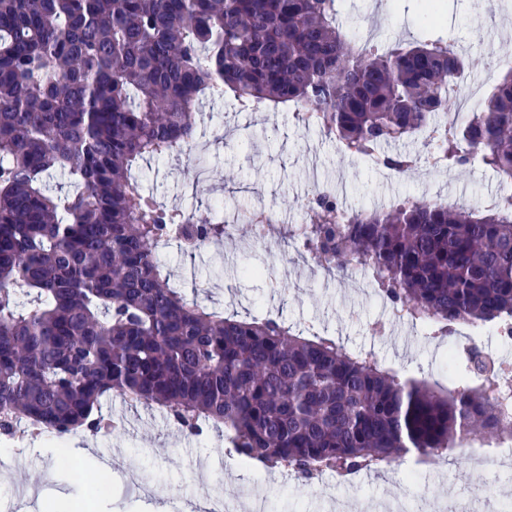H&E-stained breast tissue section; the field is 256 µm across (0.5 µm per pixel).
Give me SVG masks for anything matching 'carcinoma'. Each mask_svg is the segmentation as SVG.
Here are the masks:
<instances>
[{
    "label": "carcinoma",
    "mask_w": 512,
    "mask_h": 512,
    "mask_svg": "<svg viewBox=\"0 0 512 512\" xmlns=\"http://www.w3.org/2000/svg\"><path fill=\"white\" fill-rule=\"evenodd\" d=\"M337 0H0V415L59 437L96 432L103 398L158 406L190 434L224 429L242 462L304 485L379 470L413 451L438 462L464 437L512 438V384L473 347L448 387L386 367L279 316L241 318L190 300L155 257L172 226L194 254L224 240L219 218L167 207L135 170L190 155L202 97L295 107L354 156L381 155L448 109L465 65L452 42L356 48ZM478 151L500 178L491 209L405 199L335 221L308 200L304 248L330 271L359 268L427 338L512 324V62L435 163ZM74 185L52 194L45 179Z\"/></svg>",
    "instance_id": "carcinoma-1"
}]
</instances>
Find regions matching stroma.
<instances>
[{
  "mask_svg": "<svg viewBox=\"0 0 512 512\" xmlns=\"http://www.w3.org/2000/svg\"><path fill=\"white\" fill-rule=\"evenodd\" d=\"M421 0H339L340 23L350 38L376 26L383 44L408 45L424 36ZM439 35L452 36L467 58L466 76L491 93L502 60L512 59V0H443ZM196 162L181 157L152 159L140 172L146 187L164 205L205 213L222 205L247 207L272 202L284 223H297L313 180L354 208L386 210L395 199L441 196L449 203L476 204L498 194L496 174L477 161L447 173L411 169L386 176L384 169L344 153L336 140L304 127L292 108L241 111L230 99L204 100L200 108ZM173 284L201 305L243 316H282L300 329L335 337L351 351L374 352L387 367L447 385L448 347L425 338L421 328L395 320L392 306L369 287L363 271L313 275L310 262L271 242L254 246L248 225L236 237L200 256L170 241L157 251ZM386 323L388 336H373V323ZM110 424L98 433L81 431L70 440L83 457L65 459L55 442L29 441L30 452L0 473V512H51L61 497H85L100 473L88 465L100 449L118 450L112 489L102 512H160L170 491L197 496L201 484L221 485L237 501L246 480L259 485L263 512H331L337 499L370 500L404 496L413 512H461L466 495L488 490L486 512H496L499 494L512 491V476L500 479L471 468L462 448L450 449L440 465L405 457L398 465L363 471L346 481L324 474L305 487L292 474L243 467L226 455L223 431L202 436L181 430L164 410L132 406L119 397L103 400ZM135 463L161 495L128 489L125 465Z\"/></svg>",
  "mask_w": 512,
  "mask_h": 512,
  "instance_id": "35a3bbf8",
  "label": "stroma"
}]
</instances>
